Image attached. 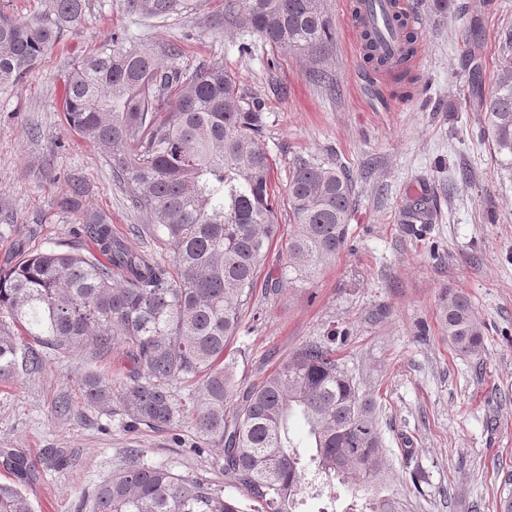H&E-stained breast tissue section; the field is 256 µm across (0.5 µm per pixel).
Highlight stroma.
Masks as SVG:
<instances>
[{
  "mask_svg": "<svg viewBox=\"0 0 512 512\" xmlns=\"http://www.w3.org/2000/svg\"><path fill=\"white\" fill-rule=\"evenodd\" d=\"M349 0H325L336 39L322 66L336 88L311 78L299 52L277 53L252 33L215 27L224 0H196L165 19L125 12L122 0H91L79 32L67 35L26 74L0 88V266L49 249L86 252L72 216L60 209L73 184L88 209L106 214L132 248L170 259L160 232L112 177L101 148L73 131L65 77L109 34L176 47L182 69L223 61L266 116L260 143L274 182L288 188L300 157L349 168L355 205L350 239L304 287L256 294L232 349L235 375L259 383L302 345L336 336V356L377 407L386 469L382 494L398 512H506L512 502V174L480 136L470 74L484 92L512 55V0H410L425 19L422 59L410 84L373 83L344 29ZM424 201L430 219L403 224ZM470 298L486 326L478 358L458 355L438 320L442 289ZM125 352L50 353L40 370L0 380V449L31 459L53 448L66 464L46 471L27 495L33 512H88L98 487L138 461L222 485L244 512L251 502L216 468L218 453L195 451L190 416L174 430L128 428L120 414L87 409L82 379L123 373ZM67 395L73 413L54 403Z\"/></svg>",
  "mask_w": 512,
  "mask_h": 512,
  "instance_id": "obj_1",
  "label": "stroma"
}]
</instances>
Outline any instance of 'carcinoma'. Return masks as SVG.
Segmentation results:
<instances>
[{"label":"carcinoma","instance_id":"cac0c4a2","mask_svg":"<svg viewBox=\"0 0 512 512\" xmlns=\"http://www.w3.org/2000/svg\"><path fill=\"white\" fill-rule=\"evenodd\" d=\"M90 0H43L16 17L0 9V86L22 79L69 33L79 30ZM125 10L162 18L191 8L190 0H123ZM224 27L247 28L282 52L304 51L314 80L333 86L320 68L334 40L324 0H225ZM392 62L368 63L402 82L414 34ZM167 44L106 38L67 74L66 123L107 154L112 178L133 208L150 217L172 246V260L129 248L109 218L85 209L81 186L61 208L94 245L86 253L54 249L0 267V378L18 368L37 371L39 349L89 347L102 357L122 345L131 363L123 380L89 373L84 404L112 414L117 399L131 426L172 427L186 404L171 382L194 385L192 423L200 448L219 449L224 476L256 503L254 512H294V496L311 473L346 487L380 480L385 469L376 401L336 359L333 343L304 344L258 385L236 382L226 354L242 328L257 287L271 295L287 283L311 281L347 243L354 184L342 167L300 159L288 173L293 230L278 269L262 272L278 240L273 160L260 144L264 112L224 63L192 71L166 66ZM486 97L477 82L482 134L503 170L512 172V57L493 75ZM444 337L477 357L485 326L470 298L446 288L439 299ZM299 420L307 453L290 431ZM0 454L26 480L35 464L4 448ZM0 512H33L18 486H0ZM89 512H242L224 488L134 463L99 488Z\"/></svg>","mask_w":512,"mask_h":512}]
</instances>
